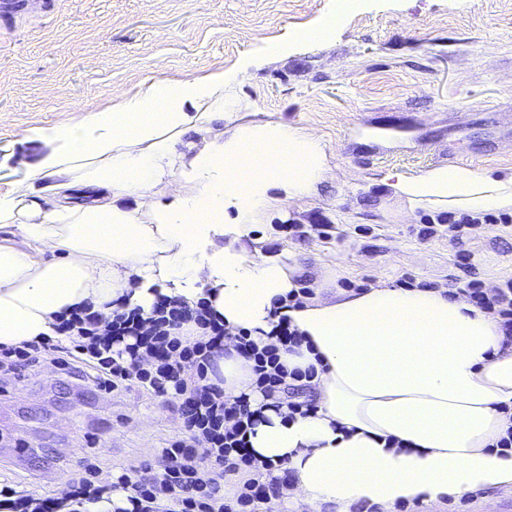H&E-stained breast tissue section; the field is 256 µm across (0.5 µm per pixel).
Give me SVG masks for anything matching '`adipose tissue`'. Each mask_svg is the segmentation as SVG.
Here are the masks:
<instances>
[{
    "label": "adipose tissue",
    "instance_id": "ef3b65f1",
    "mask_svg": "<svg viewBox=\"0 0 512 512\" xmlns=\"http://www.w3.org/2000/svg\"><path fill=\"white\" fill-rule=\"evenodd\" d=\"M257 61L178 81L65 122L26 130L38 162L12 158L25 180L0 192V344L52 337L64 309L116 299L151 311L157 295L204 301L230 334L271 344L274 305L293 287L285 254L254 248L257 225L316 195L328 146L280 120L255 119L236 87ZM410 207L512 214V174L468 165L388 174ZM304 346L287 367L315 365L314 412L254 392L236 351L216 356L224 396L250 394L247 434L258 461L293 475L284 512H398L485 487L512 489V349L497 321L446 288L378 286L312 298L287 312Z\"/></svg>",
    "mask_w": 512,
    "mask_h": 512
}]
</instances>
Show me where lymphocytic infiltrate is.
Wrapping results in <instances>:
<instances>
[{"label": "lymphocytic infiltrate", "mask_w": 512, "mask_h": 512, "mask_svg": "<svg viewBox=\"0 0 512 512\" xmlns=\"http://www.w3.org/2000/svg\"><path fill=\"white\" fill-rule=\"evenodd\" d=\"M512 226V214L487 213L473 217L438 215L419 227L427 240L447 230L452 241L479 225ZM465 295L472 305L497 318L505 344L512 346V278L500 283L472 279ZM56 338L0 345V385L21 381L26 373L49 368L60 383L100 396L138 386L177 403L182 434L156 449L155 473L131 480L127 471L83 461L67 483V498L90 512L115 491L128 492V507L114 512H260L270 499L283 498L288 476L246 480L233 496H224L225 476L257 470L246 446L253 424L248 394L224 400V389L208 372L225 340L251 364L253 384L265 397L281 392L286 379L312 378L314 368L287 369L280 353L301 345L302 337L287 315H279L272 331L275 344L257 347L248 331L228 336L224 322L207 303L191 308L178 299L157 296L150 313L118 305L110 314L77 307L63 312L55 325ZM7 512H59L57 498L22 485L0 486V508Z\"/></svg>", "instance_id": "lymphocytic-infiltrate-1"}]
</instances>
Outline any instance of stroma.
Returning a JSON list of instances; mask_svg holds the SVG:
<instances>
[{
    "instance_id": "stroma-1",
    "label": "stroma",
    "mask_w": 512,
    "mask_h": 512,
    "mask_svg": "<svg viewBox=\"0 0 512 512\" xmlns=\"http://www.w3.org/2000/svg\"><path fill=\"white\" fill-rule=\"evenodd\" d=\"M337 0H23L0 13V189L22 180L14 153L38 160L32 126L143 92L150 79L180 80L259 64L240 95L263 119L322 136L333 175L317 197L282 205L262 233L264 251L292 252L296 277L314 292L341 293V279L450 287L451 277H512V232L417 238L428 211L410 209L383 185L437 165L512 172V0H353L320 43L297 36ZM288 41L287 55L266 47ZM300 224L304 238L278 227ZM334 227L331 238L315 232ZM473 254L460 269V249ZM181 431L178 406L133 387L103 399L60 386L50 370L0 391V434L31 447L21 458L0 444V481L49 478L60 496L77 459L142 470ZM512 491L490 487L421 504L417 512H503Z\"/></svg>"
}]
</instances>
